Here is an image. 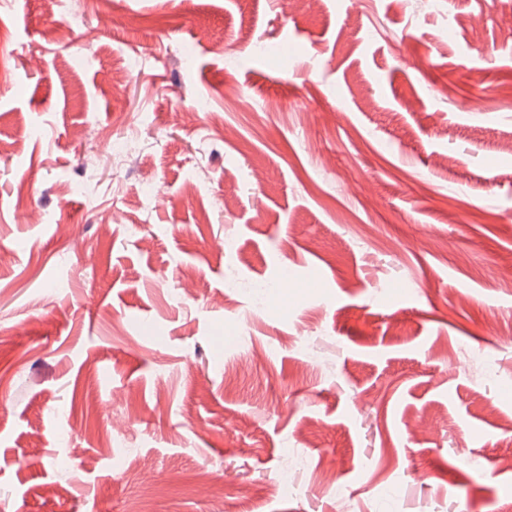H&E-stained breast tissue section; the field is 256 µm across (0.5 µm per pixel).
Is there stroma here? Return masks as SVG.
<instances>
[{
	"instance_id": "1",
	"label": "stroma",
	"mask_w": 512,
	"mask_h": 512,
	"mask_svg": "<svg viewBox=\"0 0 512 512\" xmlns=\"http://www.w3.org/2000/svg\"><path fill=\"white\" fill-rule=\"evenodd\" d=\"M510 9L0 0V512H512Z\"/></svg>"
}]
</instances>
